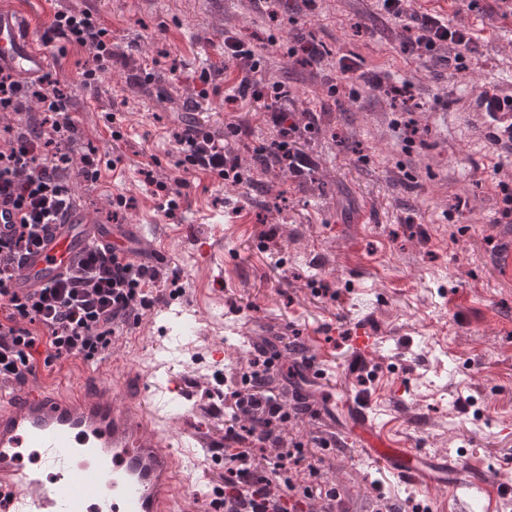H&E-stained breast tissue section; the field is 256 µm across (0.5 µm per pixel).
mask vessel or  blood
Wrapping results in <instances>:
<instances>
[{
  "mask_svg": "<svg viewBox=\"0 0 512 512\" xmlns=\"http://www.w3.org/2000/svg\"><path fill=\"white\" fill-rule=\"evenodd\" d=\"M0 66L26 79L48 67L25 21L1 9ZM478 112L489 135L512 144L511 80L489 88ZM98 234L85 215L67 216L25 260L15 288L31 292L65 275ZM155 393L146 380L134 391L118 381L91 390L80 380L41 388L0 384V512H179L184 465L164 446V421L150 401ZM347 414L363 456L399 478L420 487L492 492L465 458L451 463L391 438L362 401L349 398ZM22 448L43 449V467L26 468L18 455Z\"/></svg>",
  "mask_w": 512,
  "mask_h": 512,
  "instance_id": "obj_1",
  "label": "vessel or blood"
}]
</instances>
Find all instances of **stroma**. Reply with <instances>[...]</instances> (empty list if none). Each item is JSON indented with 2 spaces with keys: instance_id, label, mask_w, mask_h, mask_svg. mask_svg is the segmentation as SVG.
I'll return each mask as SVG.
<instances>
[{
  "instance_id": "1",
  "label": "stroma",
  "mask_w": 512,
  "mask_h": 512,
  "mask_svg": "<svg viewBox=\"0 0 512 512\" xmlns=\"http://www.w3.org/2000/svg\"><path fill=\"white\" fill-rule=\"evenodd\" d=\"M406 8L471 31L477 50L466 70L403 54L400 24L375 0H320L313 12L284 0L274 21L256 0H40L30 26L53 81L74 99L70 155L94 149L106 161L98 182L71 174L69 188L97 224L124 197L119 221L137 234L130 249L164 274L156 299L115 343L110 376L185 385L170 448L188 463L198 442H223L220 402L207 393L270 344L293 414L286 431L334 441L314 449L312 462L350 512H512V217L501 216L512 154L469 117L488 82L512 78V5L408 0ZM80 10L100 15L134 67L114 65L82 85L91 50L43 39L55 12ZM228 35L258 45L262 85L284 84L303 128L298 145L316 162L311 175L261 177L258 153L278 133L258 121L260 102L225 104L238 75L224 58ZM311 40L331 52L323 66L288 54ZM349 53L361 71L410 82L412 99L343 84L336 59ZM154 58V79L140 77ZM188 119L223 139L240 181L185 166L174 135ZM173 196L170 216L162 206ZM166 305L187 316L162 329L152 315ZM361 329L375 338L364 355L352 343ZM318 338L326 374L315 382L306 361ZM354 395L377 424L424 452L464 456L498 493L423 491L358 457L343 413Z\"/></svg>"
}]
</instances>
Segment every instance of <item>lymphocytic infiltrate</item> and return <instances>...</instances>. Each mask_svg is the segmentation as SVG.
Listing matches in <instances>:
<instances>
[{"mask_svg": "<svg viewBox=\"0 0 512 512\" xmlns=\"http://www.w3.org/2000/svg\"><path fill=\"white\" fill-rule=\"evenodd\" d=\"M377 2L383 12L404 21L403 52H436L441 64L465 70L473 45L468 29L439 15L408 12L406 0ZM44 38L93 49V64L81 73L87 85L119 61L109 30L86 10L55 13ZM224 53L242 73L226 102L247 95L262 102L264 123L279 133L271 154L295 175L312 171V157L295 146L298 127L289 120L280 86L266 87L255 79L260 68L255 46L228 35ZM32 107L40 119L8 128L0 138V208L20 215L7 236H0V382L23 381L64 356L91 362L111 351L140 309L147 307L149 290L160 281L158 270L127 259L124 248L95 241L65 277L29 293L15 289L14 277L25 258L76 206L66 183L72 163L67 151L73 131L67 119L71 96L49 76L27 80L1 66L0 112L20 115ZM176 142L191 166L224 180L237 175L238 163L211 133L188 127L177 134ZM276 371L271 357L250 359L237 372L235 385L221 395L224 512H349L340 492L320 481L307 444L286 437L292 414L267 384Z\"/></svg>", "mask_w": 512, "mask_h": 512, "instance_id": "f902f5d3", "label": "lymphocytic infiltrate"}]
</instances>
